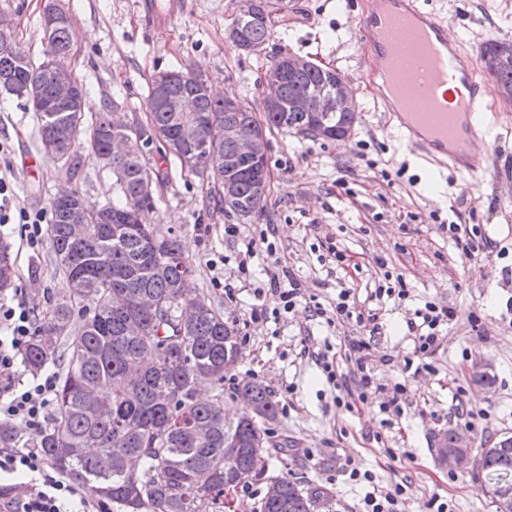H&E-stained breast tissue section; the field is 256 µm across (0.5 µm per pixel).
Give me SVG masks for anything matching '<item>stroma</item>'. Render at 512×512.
Returning a JSON list of instances; mask_svg holds the SVG:
<instances>
[{"instance_id": "obj_1", "label": "stroma", "mask_w": 512, "mask_h": 512, "mask_svg": "<svg viewBox=\"0 0 512 512\" xmlns=\"http://www.w3.org/2000/svg\"><path fill=\"white\" fill-rule=\"evenodd\" d=\"M181 2L173 15L170 0H60L71 19L67 63L94 111L113 101L145 118L152 76L174 67L258 109L267 70L288 54L339 72L358 103V120L343 141L268 132L266 205L251 217L209 206L208 183L181 172L174 158L153 162L169 175L157 191L153 221L180 236L191 262L189 288L221 311L239 337L242 356L224 383L228 420L244 412L237 383L267 387L279 407L269 425L275 449L268 477L326 488L332 512H355L371 485L397 483L405 488L400 512H430L427 503L436 495L451 512H494L486 495L473 492L484 481L480 468L451 473L434 450L450 430L464 433L476 451L512 433V101L496 99L489 114L486 174L424 165L366 81L369 48L359 32L366 0H291L258 55L236 50L227 38L235 0ZM43 6V0H0V15L13 20L21 46L37 59L44 49ZM435 6L465 49L512 41V0H435ZM0 173L12 190L10 210L48 212L65 184L94 207L114 192L111 170L91 159L71 175L47 156L35 114L5 94ZM432 174L443 184L442 196L426 185ZM454 220L476 229L489 248L471 260L461 257L445 229ZM228 224L238 226V236L225 235ZM0 244L10 247L19 275L8 302L50 316L61 277L49 243L31 247L14 221L0 227ZM332 247L343 261L329 256ZM277 262L300 284L289 310L265 274ZM388 279L402 282L407 298L374 300V289ZM344 288L357 307L376 313L379 334L352 318L326 321L325 311ZM428 302L449 313L429 357L415 355L408 330L415 310ZM368 336L374 339L369 366L383 389L353 405L346 387L327 381L320 358L334 357L340 373H348L349 342ZM477 360L491 365L492 389L473 382L470 367ZM398 383L406 387L402 413L382 412L387 389ZM464 409L477 413L472 427L464 425ZM354 469L371 471L374 484L351 481Z\"/></svg>"}]
</instances>
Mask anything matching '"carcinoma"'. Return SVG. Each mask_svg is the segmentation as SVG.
<instances>
[{
    "label": "carcinoma",
    "instance_id": "obj_1",
    "mask_svg": "<svg viewBox=\"0 0 512 512\" xmlns=\"http://www.w3.org/2000/svg\"><path fill=\"white\" fill-rule=\"evenodd\" d=\"M258 16L231 24L228 39L233 47L265 46L272 22L265 16L288 9L290 0H260ZM68 23L53 30L50 53L60 61L70 53ZM28 62L19 64L21 56ZM267 75L281 80V104L264 110L265 129L303 130L315 120L287 110L288 102L307 92L328 91L339 73L311 68L301 74L282 72L273 64ZM494 92L512 100V64L491 75ZM0 80L6 93L29 104L28 89L37 87L45 98L53 95V83L28 51L22 50L15 33L0 32ZM175 89L194 94L196 114L202 118L201 136L209 144L207 177L213 179L218 208L241 217L262 210V176L267 160L239 161L234 174V204L224 201V162L234 157V143L224 137V125L232 122L249 132L257 122L255 112L244 105L229 112L224 100L213 97L201 77L177 79ZM86 87L77 85L74 100L61 106L76 122L39 123L44 152L59 156L72 152L70 164L80 163L79 150L96 159L112 148V108L91 120L84 119ZM146 124L140 126L132 150L112 158V174L120 196L98 209L85 205L80 193L72 203H50V249L62 274L53 314L35 318V333L24 352L27 369L38 372L49 364L64 365L55 391V412L28 443L66 476L92 496L120 508V512H210L233 482L224 472V456L237 457L236 476L261 478L270 456L266 423L278 414V404L264 386L253 381L237 384L236 392L268 407L266 417L246 415L224 421V378L233 369V350L238 336L224 322V315L207 302L190 320H179L180 305L190 296L185 287L190 262L179 237L162 233L152 223L156 200L142 198L145 180L162 183L165 174L152 168L150 155L159 151L176 160L166 149L175 142L182 113L170 112L146 100ZM138 213L134 224L119 222L129 210ZM89 220L78 224L77 213ZM15 287V268L9 247L0 245V298ZM149 298L154 307L142 306ZM214 391L209 401L197 399L198 387ZM140 460L142 473L129 467ZM481 469L490 477L512 480V447L485 448ZM281 497L264 499L260 512H327L331 495L320 486L302 488L280 477Z\"/></svg>",
    "mask_w": 512,
    "mask_h": 512
}]
</instances>
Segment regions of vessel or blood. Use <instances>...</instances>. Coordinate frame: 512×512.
Wrapping results in <instances>:
<instances>
[{
  "label": "vessel or blood",
  "mask_w": 512,
  "mask_h": 512,
  "mask_svg": "<svg viewBox=\"0 0 512 512\" xmlns=\"http://www.w3.org/2000/svg\"><path fill=\"white\" fill-rule=\"evenodd\" d=\"M395 29L402 33L396 42ZM360 32L370 49L367 81L417 156L471 176L486 173V157L474 148V119L491 109L493 91L479 67L463 62L464 47L440 13L426 0H368ZM452 77L465 92L450 105Z\"/></svg>",
  "instance_id": "b4317fda"
}]
</instances>
